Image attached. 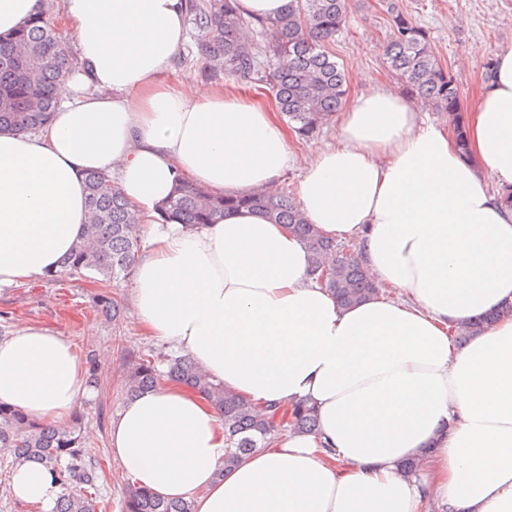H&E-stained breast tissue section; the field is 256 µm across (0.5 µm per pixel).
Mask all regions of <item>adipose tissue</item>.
Returning <instances> with one entry per match:
<instances>
[{
  "mask_svg": "<svg viewBox=\"0 0 512 512\" xmlns=\"http://www.w3.org/2000/svg\"><path fill=\"white\" fill-rule=\"evenodd\" d=\"M58 4L77 59L58 106L41 127L0 132V289L59 270L84 232V178L104 173L147 230L130 291L143 333L256 407L304 401L319 420L224 471L216 411L165 384L112 420L132 482L193 512H512V316L465 345L453 336L512 305V49L484 82L469 155L380 86L339 113V139L316 151L298 197L323 236L356 241L380 289L342 308L287 225L251 210L191 229L162 221L177 180L260 192L292 160L272 108L166 81L188 39L183 0ZM91 394L59 332L0 339V403L56 421ZM10 491L36 512L61 494L32 462Z\"/></svg>",
  "mask_w": 512,
  "mask_h": 512,
  "instance_id": "ef3b65f1",
  "label": "adipose tissue"
}]
</instances>
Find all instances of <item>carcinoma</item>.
Returning <instances> with one entry per match:
<instances>
[{
	"mask_svg": "<svg viewBox=\"0 0 512 512\" xmlns=\"http://www.w3.org/2000/svg\"><path fill=\"white\" fill-rule=\"evenodd\" d=\"M185 13L198 32V56L214 78L251 79L269 86L288 125L308 138L336 116L346 102L345 69L328 51V45L347 23L348 0H290L273 22L246 17L237 0H185ZM393 33L387 60L417 99L448 112L459 150L468 153V131L451 72L430 51L425 32L411 18L390 5ZM269 28L274 42L260 44L250 36L254 27ZM69 64L66 43L47 12L11 36L0 39V131L26 130L47 123L55 110ZM87 217L85 239L62 262L65 272L98 275L110 284L132 275L135 252L141 247V228L135 213L103 173L85 175ZM250 208L279 224L292 226L307 246L312 273L341 307L352 306L377 291L353 251L338 248L304 221L299 205L287 192H257L242 196L215 195L190 183H176L161 206L164 221L187 227L206 224L226 211ZM497 310L457 331L464 342L485 324L497 320ZM167 370L158 368L154 351L133 356L126 380V395L164 383L182 385L209 402L224 425V467H233L264 446L268 435L282 430L315 433L318 418L304 403L280 412L262 413L247 400L224 388L186 356L165 358ZM82 422L68 424L36 420L0 405V459L7 473L22 461L42 465L55 475L62 493L55 512H106L101 496L100 468L88 463L81 446ZM122 512H193L192 503L162 499L149 489L128 486Z\"/></svg>",
	"mask_w": 512,
	"mask_h": 512,
	"instance_id": "1",
	"label": "carcinoma"
}]
</instances>
